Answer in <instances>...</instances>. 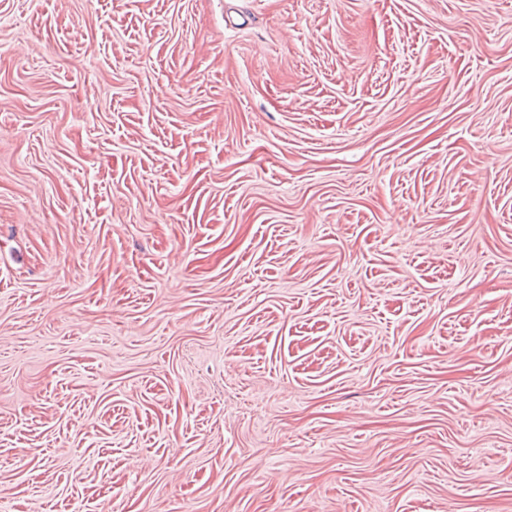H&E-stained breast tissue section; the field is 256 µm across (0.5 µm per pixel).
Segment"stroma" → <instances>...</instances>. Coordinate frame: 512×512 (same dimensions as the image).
Returning a JSON list of instances; mask_svg holds the SVG:
<instances>
[{
  "mask_svg": "<svg viewBox=\"0 0 512 512\" xmlns=\"http://www.w3.org/2000/svg\"><path fill=\"white\" fill-rule=\"evenodd\" d=\"M0 512H512V0H0Z\"/></svg>",
  "mask_w": 512,
  "mask_h": 512,
  "instance_id": "1",
  "label": "stroma"
}]
</instances>
